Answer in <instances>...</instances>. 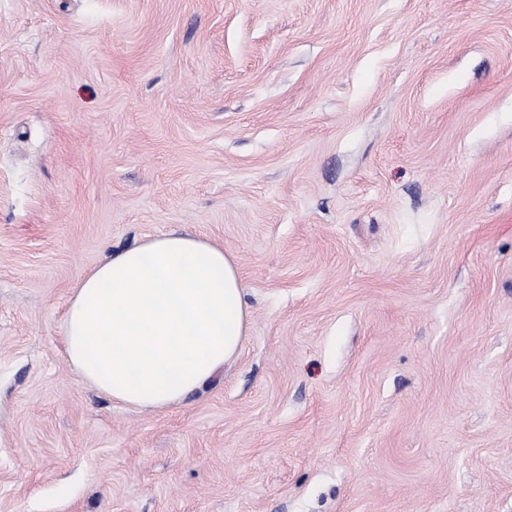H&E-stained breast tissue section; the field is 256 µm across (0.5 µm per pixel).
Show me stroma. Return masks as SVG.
Wrapping results in <instances>:
<instances>
[{
    "label": "stroma",
    "instance_id": "35a3bbf8",
    "mask_svg": "<svg viewBox=\"0 0 512 512\" xmlns=\"http://www.w3.org/2000/svg\"><path fill=\"white\" fill-rule=\"evenodd\" d=\"M173 231L251 322L128 408L64 314ZM0 512H512V0H0Z\"/></svg>",
    "mask_w": 512,
    "mask_h": 512
}]
</instances>
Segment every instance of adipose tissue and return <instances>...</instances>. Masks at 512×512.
<instances>
[{
	"label": "adipose tissue",
	"instance_id": "1",
	"mask_svg": "<svg viewBox=\"0 0 512 512\" xmlns=\"http://www.w3.org/2000/svg\"><path fill=\"white\" fill-rule=\"evenodd\" d=\"M250 312L235 258L178 232L84 271L64 324L67 359L114 401L169 408L237 357Z\"/></svg>",
	"mask_w": 512,
	"mask_h": 512
}]
</instances>
